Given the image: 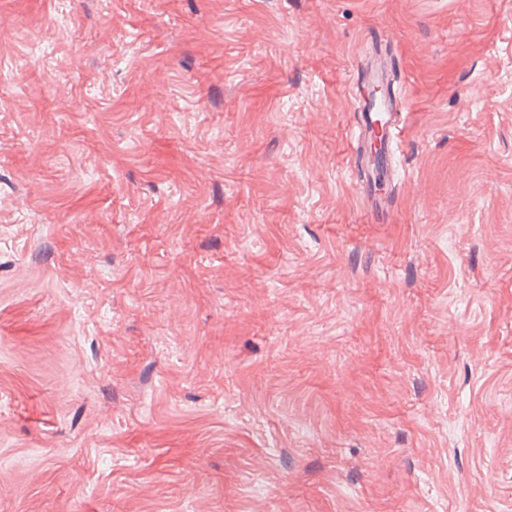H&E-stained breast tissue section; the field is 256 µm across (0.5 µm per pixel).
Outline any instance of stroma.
Returning a JSON list of instances; mask_svg holds the SVG:
<instances>
[{
	"mask_svg": "<svg viewBox=\"0 0 512 512\" xmlns=\"http://www.w3.org/2000/svg\"><path fill=\"white\" fill-rule=\"evenodd\" d=\"M96 10L0 0V512H512V0ZM369 97L365 99L361 108V126L359 128V137H368L370 141L373 137L375 127L380 122L384 129V139L382 147L386 154L389 153L394 143L400 140L404 129L402 113L397 112L394 103L391 100L383 98L373 99V105H369Z\"/></svg>",
	"mask_w": 512,
	"mask_h": 512,
	"instance_id": "obj_1",
	"label": "stroma"
}]
</instances>
